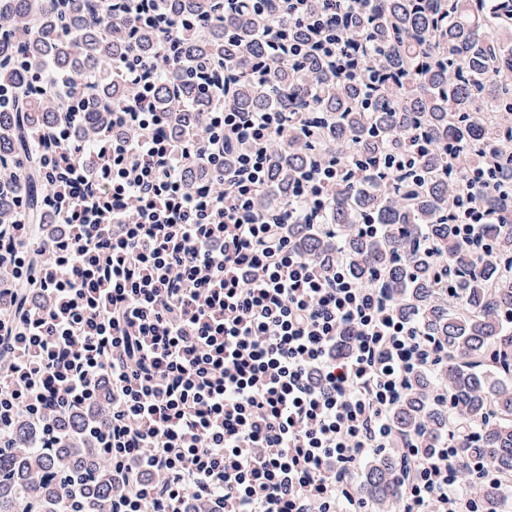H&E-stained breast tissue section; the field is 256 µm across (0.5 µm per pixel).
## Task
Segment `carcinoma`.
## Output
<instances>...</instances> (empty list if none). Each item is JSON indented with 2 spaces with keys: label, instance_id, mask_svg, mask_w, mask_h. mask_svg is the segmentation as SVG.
Instances as JSON below:
<instances>
[{
  "label": "carcinoma",
  "instance_id": "cac0c4a2",
  "mask_svg": "<svg viewBox=\"0 0 512 512\" xmlns=\"http://www.w3.org/2000/svg\"><path fill=\"white\" fill-rule=\"evenodd\" d=\"M165 12L180 32L170 44L171 63L156 81V99L168 113L170 129L201 128L207 111L196 78L198 62L228 65L226 103L244 112L268 108L303 113L306 133L288 134L270 153V197L288 196L328 146L340 163L356 171L336 183L313 224L335 225L336 237L312 235L303 224L288 233L306 256L334 252L368 288H383L398 310L437 341L443 361L438 371L418 373L392 412L393 423L422 448H435L464 430L461 472L485 461L504 481L512 480V387L490 380L512 370V196L489 189L480 196L487 211L483 256L460 241L452 215L473 170L496 166L498 184L512 181V152L490 147L508 135L500 115L512 113V28L492 0H374L372 17L353 16V35L378 51L381 72H403L407 80L386 85L365 107L357 80L341 83L329 66L310 59L273 63L260 82L250 71L265 56L257 36L260 19L236 0H166ZM204 18L198 33L191 22ZM158 29L124 14L118 0H0V89L10 98L0 111V166L15 170L0 189V224L19 219L18 202L37 210L46 184L40 152L56 149L53 135L68 104L50 88L34 89L47 69L78 80H98L79 89L73 110L82 113L76 140L90 142L107 125L112 104L130 100L127 86L112 77V64L156 51ZM195 100L183 109L176 96ZM424 135L428 150L412 153L407 174L393 176L385 155ZM369 217L383 225L386 245L363 238L357 224ZM94 411L65 415L59 443L40 448L39 430L22 418L0 436V512L112 510V466L84 437ZM403 461L377 457L365 470L362 490L379 512L392 507Z\"/></svg>",
  "mask_w": 512,
  "mask_h": 512
}]
</instances>
